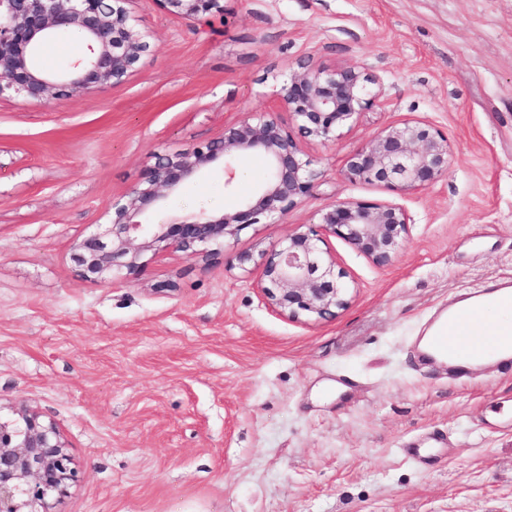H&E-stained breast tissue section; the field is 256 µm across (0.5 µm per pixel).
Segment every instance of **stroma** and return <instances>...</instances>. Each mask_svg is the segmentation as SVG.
Returning <instances> with one entry per match:
<instances>
[{
	"instance_id": "35a3bbf8",
	"label": "stroma",
	"mask_w": 512,
	"mask_h": 512,
	"mask_svg": "<svg viewBox=\"0 0 512 512\" xmlns=\"http://www.w3.org/2000/svg\"><path fill=\"white\" fill-rule=\"evenodd\" d=\"M151 48L124 82L80 96L0 97V418L56 424L79 479L57 512H512V373L452 378L415 348L439 307L512 279V0H224L191 19L132 0ZM376 75L384 103L336 139H301L318 173L279 224L197 259L146 255L140 274L85 278L77 243L164 152L275 110L274 75L302 57ZM430 124L447 176L407 195L341 175L386 126ZM173 199L220 212L265 163L238 159ZM395 202L411 233L379 267L329 237L352 287L319 323L277 315L265 250L338 200ZM249 255L239 265L238 255ZM430 465L403 445L430 432Z\"/></svg>"
}]
</instances>
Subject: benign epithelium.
Segmentation results:
<instances>
[{"label":"benign epithelium","mask_w":512,"mask_h":512,"mask_svg":"<svg viewBox=\"0 0 512 512\" xmlns=\"http://www.w3.org/2000/svg\"><path fill=\"white\" fill-rule=\"evenodd\" d=\"M133 0H0V97L42 99L50 93L83 95L125 81L150 44L131 24ZM168 10L200 18L222 9L221 0H160ZM78 36V52L55 70L43 68L44 42ZM373 74L356 65L327 66L310 58L284 80L278 106L305 137L331 140L383 102ZM260 155L266 170L258 187L222 213L176 215L149 224L170 195L205 170L222 165L224 185L234 183L235 159ZM453 149L448 138L423 122L390 125L351 154L341 171L351 183H379L401 195L427 189L448 175ZM317 173L293 133L268 112H251L224 133L189 151L158 153L154 165L112 202L110 222L75 246L84 277L114 281L135 273L143 258L164 250L188 259L208 255L254 224H277L313 187ZM411 219L397 203L339 200L306 231H296L266 253L259 288L272 307L292 319L334 318L351 288L345 273L321 244L342 239L373 264H392L410 233ZM78 479L57 426L36 411L0 420V512H55L56 501Z\"/></svg>","instance_id":"obj_1"}]
</instances>
